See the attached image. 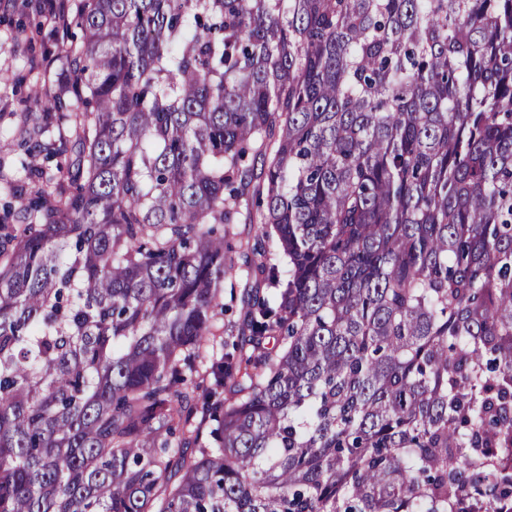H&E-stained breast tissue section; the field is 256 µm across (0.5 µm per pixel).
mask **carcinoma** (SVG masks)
Segmentation results:
<instances>
[{"label":"carcinoma","instance_id":"1","mask_svg":"<svg viewBox=\"0 0 512 512\" xmlns=\"http://www.w3.org/2000/svg\"><path fill=\"white\" fill-rule=\"evenodd\" d=\"M75 23L25 118L67 184H0V512H512V0ZM260 234L259 224H224V244L229 247L226 254L232 259L238 275L224 281L223 300L225 312L219 314L217 325H224V340L232 341L237 337V327L241 323V293L244 288H260L267 294L272 289L265 282L247 280L245 273V260L256 242V235ZM224 320V322H223Z\"/></svg>","mask_w":512,"mask_h":512}]
</instances>
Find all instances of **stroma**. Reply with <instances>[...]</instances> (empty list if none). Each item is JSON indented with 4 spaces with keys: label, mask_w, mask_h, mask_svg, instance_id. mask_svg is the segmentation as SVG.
<instances>
[{
    "label": "stroma",
    "mask_w": 512,
    "mask_h": 512,
    "mask_svg": "<svg viewBox=\"0 0 512 512\" xmlns=\"http://www.w3.org/2000/svg\"><path fill=\"white\" fill-rule=\"evenodd\" d=\"M56 28L47 0H0V130H18L27 113L38 111L37 93L55 90L63 82L65 73L56 58ZM30 59L39 63L38 73L29 72L26 62ZM259 232L256 224L224 227V244L238 271L224 282L223 325L228 341L237 337L241 293L256 285L247 279L244 268Z\"/></svg>",
    "instance_id": "stroma-1"
}]
</instances>
